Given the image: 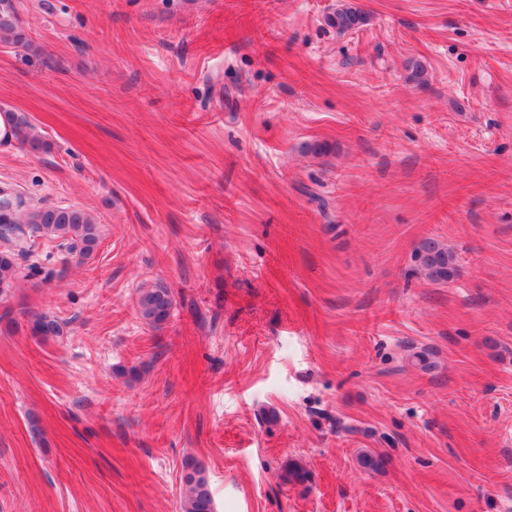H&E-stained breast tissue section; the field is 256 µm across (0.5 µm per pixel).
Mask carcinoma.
Wrapping results in <instances>:
<instances>
[{
    "label": "carcinoma",
    "instance_id": "obj_1",
    "mask_svg": "<svg viewBox=\"0 0 512 512\" xmlns=\"http://www.w3.org/2000/svg\"><path fill=\"white\" fill-rule=\"evenodd\" d=\"M328 26L339 32L354 31L369 22V15L360 7L344 3L325 18ZM0 38L23 41L9 0H0ZM6 117L8 129L3 140L15 141L33 151L48 148L34 132L25 115L11 110L0 112ZM48 236L58 241V247L82 261L97 250L100 228L92 215L82 209L34 205L25 210L24 221H17L9 211H0V296L7 297L15 288L18 278L16 258L31 251L35 239ZM414 259L425 276L432 282L447 284L459 276L456 256L435 239L421 241ZM174 308V297L164 286L142 288L138 292L137 309L148 326L159 329L168 322ZM34 336L42 339L62 334L61 323L52 315L41 313L30 319ZM306 471L297 463L282 466L280 479L285 484L305 481ZM183 500L181 512H215L214 500L206 476V467L195 457H188L182 466Z\"/></svg>",
    "mask_w": 512,
    "mask_h": 512
}]
</instances>
